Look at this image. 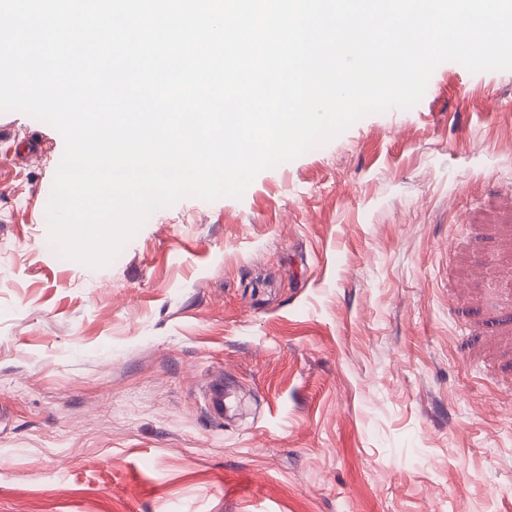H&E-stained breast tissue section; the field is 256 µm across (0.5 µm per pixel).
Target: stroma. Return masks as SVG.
<instances>
[{
    "instance_id": "obj_1",
    "label": "stroma",
    "mask_w": 512,
    "mask_h": 512,
    "mask_svg": "<svg viewBox=\"0 0 512 512\" xmlns=\"http://www.w3.org/2000/svg\"><path fill=\"white\" fill-rule=\"evenodd\" d=\"M0 125V512H512V70L101 268L49 239L60 133Z\"/></svg>"
}]
</instances>
